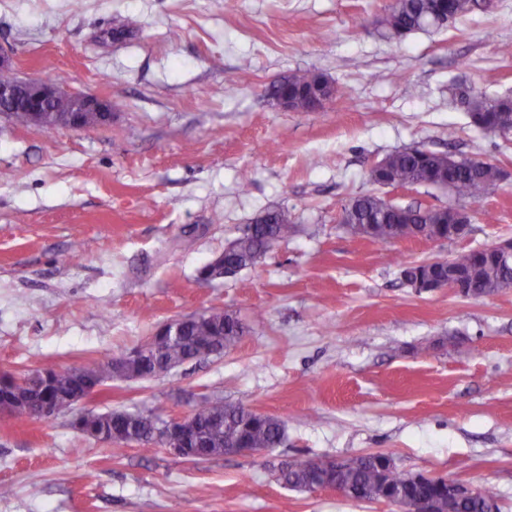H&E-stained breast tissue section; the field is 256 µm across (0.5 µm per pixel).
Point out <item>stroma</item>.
Returning a JSON list of instances; mask_svg holds the SVG:
<instances>
[{
  "label": "stroma",
  "instance_id": "35a3bbf8",
  "mask_svg": "<svg viewBox=\"0 0 512 512\" xmlns=\"http://www.w3.org/2000/svg\"><path fill=\"white\" fill-rule=\"evenodd\" d=\"M390 2L0 0L16 74L61 73L112 105L110 122L84 129L0 119V375L90 367L164 322L229 310L246 328L236 348L109 382L84 408L164 418L221 398L286 432L266 452L187 461L160 445L113 450L70 411L0 415V512H398L277 479L289 460L376 452L494 488L512 512V290L420 292L398 267L512 237V141L474 130L450 93L512 97V0L399 42L371 24ZM309 70L335 88L324 108L267 97ZM413 146L507 176L465 201L462 240L353 235L342 205L373 191L372 161ZM272 207L295 235L200 283Z\"/></svg>",
  "mask_w": 512,
  "mask_h": 512
}]
</instances>
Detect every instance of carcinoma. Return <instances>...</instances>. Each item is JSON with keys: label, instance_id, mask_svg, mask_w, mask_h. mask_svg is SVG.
Returning <instances> with one entry per match:
<instances>
[{"label": "carcinoma", "instance_id": "obj_1", "mask_svg": "<svg viewBox=\"0 0 512 512\" xmlns=\"http://www.w3.org/2000/svg\"><path fill=\"white\" fill-rule=\"evenodd\" d=\"M473 0H392L373 25L392 40H402L428 27H440L439 20L453 22L470 12ZM323 76L316 72L291 74L273 82L266 95L277 98L283 94L293 100L298 111L314 110L311 96L319 90ZM470 126L481 133L506 137L512 133V99H490L481 94L470 96ZM385 167L372 169L370 181L383 187L433 186L442 183L456 200L478 199L500 181L502 169L490 162L458 158L451 153L419 148H405L384 157ZM456 207H402L389 204L373 192L349 198L343 204L340 223L352 234L370 238L381 244L412 239L420 233L449 238L448 228L458 223ZM255 232L244 234L224 251V268L242 270L257 263L281 241L296 232L288 210L265 212L254 222ZM402 279L418 290H433L453 278L458 271L472 275L471 296L497 294L512 289V260H502L489 248L462 250L443 262L401 263ZM245 335V327L235 313L210 310L192 320L177 335L152 337L151 350L140 359L112 366L107 360L80 374L74 368L43 367L45 375L33 382L42 392L61 403L77 401L86 388L104 385L112 377L151 378L156 376V363L180 364L194 351L215 350L218 353L237 346ZM28 374L0 377V402L10 400L16 417H26V405L20 399L18 381ZM193 420L205 435L213 457L226 448H236L246 441L249 448H277L285 437L284 424L270 415H260L250 407L226 404L222 400H204L193 410ZM163 420L151 413H129L110 410L87 412L73 421L79 431L107 445H126L136 441L144 446L156 445V431ZM333 479L350 491V498L359 501H387L393 491L406 487L408 474L393 466L380 469L370 458L357 456L331 464L320 460L313 467L293 470L285 475L287 486L306 490L318 479ZM497 501L492 488L477 490L476 495L462 499L446 496L437 500L433 512H485L488 503Z\"/></svg>", "mask_w": 512, "mask_h": 512}]
</instances>
